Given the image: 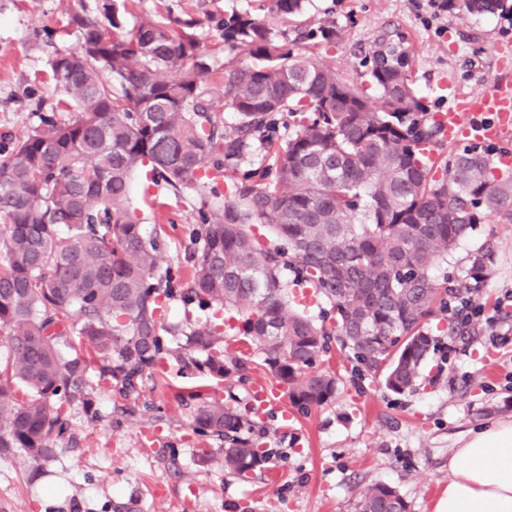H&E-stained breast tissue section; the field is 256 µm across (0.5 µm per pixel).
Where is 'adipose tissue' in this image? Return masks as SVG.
Returning <instances> with one entry per match:
<instances>
[{
	"label": "adipose tissue",
	"instance_id": "obj_1",
	"mask_svg": "<svg viewBox=\"0 0 512 512\" xmlns=\"http://www.w3.org/2000/svg\"><path fill=\"white\" fill-rule=\"evenodd\" d=\"M435 512H512V420L463 438L448 458V489Z\"/></svg>",
	"mask_w": 512,
	"mask_h": 512
}]
</instances>
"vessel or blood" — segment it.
Wrapping results in <instances>:
<instances>
[{"label": "vessel or blood", "instance_id": "vessel-or-blood-1", "mask_svg": "<svg viewBox=\"0 0 512 512\" xmlns=\"http://www.w3.org/2000/svg\"><path fill=\"white\" fill-rule=\"evenodd\" d=\"M498 67L500 78L478 94L463 92L450 79H443L448 108L440 120L448 141L465 138L472 142H498L512 136V56L500 57ZM251 394L257 408L270 407L278 410L285 421L294 420L283 387L258 381Z\"/></svg>", "mask_w": 512, "mask_h": 512}]
</instances>
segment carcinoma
I'll return each mask as SVG.
<instances>
[{"label":"carcinoma","instance_id":"1","mask_svg":"<svg viewBox=\"0 0 512 512\" xmlns=\"http://www.w3.org/2000/svg\"><path fill=\"white\" fill-rule=\"evenodd\" d=\"M305 0H261L256 11L207 17L231 58L212 69L202 21L159 8L124 31L126 4L100 0L99 16L74 14L76 47L50 61L61 93L41 125L0 157V456L42 465L71 438L69 409L97 417L88 377L91 349L101 376L125 396L168 361L216 382L249 380L248 355L286 387L304 414L336 398L342 380L315 367L336 346L355 370L401 395L416 388L434 350L426 321L448 309L454 288L436 269L475 225L512 221V176L494 175L493 150L471 145L431 164L442 141L437 115L412 80L407 36L383 34L365 54L364 84L325 67L307 47L336 41L328 12L291 37L285 23ZM451 15L512 22V0H442ZM238 124L212 112L210 85ZM292 131L282 136L284 116ZM272 163L236 177L254 140ZM149 168L176 198L200 196L186 278L159 276V241L130 204L132 174ZM228 179L212 208L204 181ZM262 224L269 236L257 234ZM180 295L207 314L176 325L163 302ZM321 301L310 312L307 297ZM197 434L198 465L241 480L272 450L256 443L251 408L198 387L177 394ZM355 512H408L394 488L362 490Z\"/></svg>","mask_w":512,"mask_h":512}]
</instances>
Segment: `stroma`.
I'll return each instance as SVG.
<instances>
[{
    "label": "stroma",
    "mask_w": 512,
    "mask_h": 512,
    "mask_svg": "<svg viewBox=\"0 0 512 512\" xmlns=\"http://www.w3.org/2000/svg\"><path fill=\"white\" fill-rule=\"evenodd\" d=\"M99 0H0V156L16 136L36 127L57 101L50 77L55 50L75 47L73 14L96 16ZM441 0H306L299 26L315 25L334 9L340 36L315 48L325 66L364 81L362 59L384 31L407 34L412 79L433 110L448 105L441 76L464 91L485 88L498 72V50H512V24L494 16L454 18ZM131 204L144 234L163 226L159 272L187 266L198 201L175 200L165 186H148L143 172L130 185ZM487 248L493 260L473 304L484 315L467 336L448 332L451 315L427 326L436 348L411 392L396 395L381 380L356 376L333 352L330 367L343 383L329 405L297 415L285 426L265 409L256 419L271 449L266 468L242 481L197 465V435L175 392L202 385L176 365L146 379L138 398H124L90 369L97 419L81 407L70 414L72 442L40 469L22 458H0V512H112L136 497L140 512H354L358 493L381 482L403 495L410 512H434L448 484V454L460 440L496 420H512V222L477 225L448 259L456 283L467 284L470 256Z\"/></svg>",
    "instance_id": "stroma-1"
}]
</instances>
